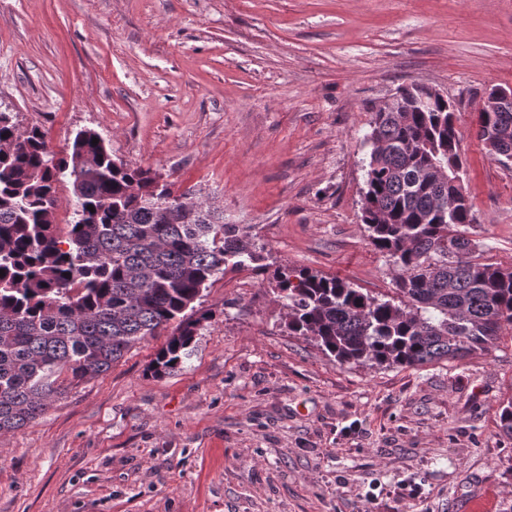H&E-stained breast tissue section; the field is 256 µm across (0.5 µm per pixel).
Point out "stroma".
Wrapping results in <instances>:
<instances>
[{
	"instance_id": "1",
	"label": "stroma",
	"mask_w": 512,
	"mask_h": 512,
	"mask_svg": "<svg viewBox=\"0 0 512 512\" xmlns=\"http://www.w3.org/2000/svg\"><path fill=\"white\" fill-rule=\"evenodd\" d=\"M456 105L481 262L512 266V164L476 113L512 88V0H0V111L56 157L113 158L250 227L271 262L375 295L361 221L371 106ZM174 371L170 329L0 436V512H512V337L461 361L338 363L290 335L271 285L217 275Z\"/></svg>"
}]
</instances>
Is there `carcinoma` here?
Masks as SVG:
<instances>
[{"label":"carcinoma","mask_w":512,"mask_h":512,"mask_svg":"<svg viewBox=\"0 0 512 512\" xmlns=\"http://www.w3.org/2000/svg\"><path fill=\"white\" fill-rule=\"evenodd\" d=\"M397 93L415 105L370 108L361 198L367 240L392 265L393 297L318 271L272 270L246 228L198 200L177 202L149 171L116 162L96 131L77 132L57 159L39 126L0 112V434L173 322L152 372L175 369L206 320L186 310L229 265L268 275L288 333L341 364L463 360L512 336V268L479 261L472 205L454 185L463 166L454 112L422 99L419 85ZM478 137L495 160H512V104L478 113ZM62 177L76 198L69 224L52 220Z\"/></svg>","instance_id":"cac0c4a2"}]
</instances>
